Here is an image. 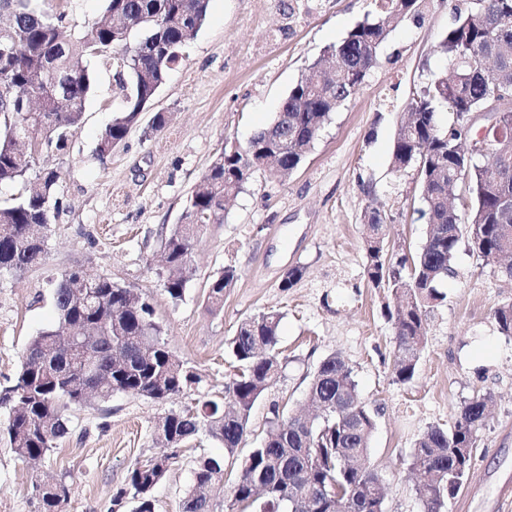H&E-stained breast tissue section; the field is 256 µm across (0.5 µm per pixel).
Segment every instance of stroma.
<instances>
[{
	"mask_svg": "<svg viewBox=\"0 0 512 512\" xmlns=\"http://www.w3.org/2000/svg\"><path fill=\"white\" fill-rule=\"evenodd\" d=\"M466 6L425 0L419 12L391 23L361 90L332 113L299 169L284 180L256 173L229 202L223 223L200 229L193 276L177 302L164 290L162 240L192 190L225 143L246 142L272 120L308 65L380 15L379 0H210L183 61L105 159L96 154L97 138L121 92L111 59L91 60L95 89L69 150L42 157L62 173L63 209L46 260L0 277V388L12 384L28 341L55 319L48 279L74 267L141 293L154 308L161 343L203 382L168 402L118 393L74 408L68 435L35 463L19 460L0 437V512H34L32 485L47 475L70 488L62 512H129L114 496L132 467L162 454L158 420L193 407L198 393L223 396L233 375L227 340L245 316L271 308L282 314L281 369L252 409L243 449L262 443L272 405L287 415L303 408L313 371L336 352L378 412L370 457L386 487L385 512H422L410 472L413 444L428 427H450L479 392L493 400L490 416L469 476L445 512H501L504 493H512V338L498 332L491 310L512 302V282L459 249L457 274L443 284L447 300L428 320L417 376L402 385L391 368V297L371 287L364 271L368 206H383L392 218V244L413 251L425 238L417 172L392 170L393 140L414 92L449 71L437 47ZM157 112L170 115L161 131L151 127ZM227 267L239 278L223 308L209 309L207 284ZM294 267L301 278L281 290ZM199 451L224 453L207 435L190 438L151 491L155 512H182Z\"/></svg>",
	"mask_w": 512,
	"mask_h": 512,
	"instance_id": "stroma-1",
	"label": "stroma"
}]
</instances>
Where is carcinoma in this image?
<instances>
[{
  "instance_id": "1",
  "label": "carcinoma",
  "mask_w": 512,
  "mask_h": 512,
  "mask_svg": "<svg viewBox=\"0 0 512 512\" xmlns=\"http://www.w3.org/2000/svg\"><path fill=\"white\" fill-rule=\"evenodd\" d=\"M0 0V16L10 30L0 32V187L18 191L0 200V275H16L44 263L52 220L63 207L57 192L60 172L40 164L30 143L42 151L66 153L70 129L79 124L94 92L88 66L92 50L115 60L123 104L101 132L96 152L102 159L125 139L140 108L164 84L168 70L182 59L183 47L203 26L209 0H103L99 21L80 32L73 28L68 0ZM421 0H385L384 14L354 27L327 51L334 76L320 62L291 87L279 112L244 146L225 145L193 190L164 242V290L177 302L193 275L194 235L188 226L224 222V197L236 195L258 171L283 176L305 161L319 132L337 106L356 95L389 33L392 19L420 9ZM442 53L453 65L449 77H436L407 104L409 119L399 127L392 166L417 170L426 237L414 252L388 249L389 221L381 207L364 212L365 275L375 288L390 290L394 350L406 352L393 364L394 378L414 380L427 342V319L447 294L442 283L456 274L461 245L483 266L512 280V151L493 155L496 183L488 184V159L473 154L476 129L469 116L486 107L488 92L512 97V0H469L442 39ZM446 106L454 120L442 125L437 110ZM37 184L27 188L28 174ZM463 188L460 206L448 202ZM237 280L228 267L208 286L207 303L224 304V290ZM56 321L32 337L13 385L0 391L11 404L6 431L23 461L38 460L68 432V412L94 395L108 401L116 393L168 401L199 387L201 374L156 340L161 327L152 305L108 275L88 277L66 271L51 282ZM498 330L512 336V303L491 311ZM280 313L269 310L242 319L227 352L236 364L224 397L202 396L197 405L169 412L155 435L178 448L200 432L224 446V458H194L195 481L183 512H210L212 490L224 482L225 462L239 463L232 506L247 512H384L385 487L370 463L376 414L362 400L353 369L339 355L326 356L313 372L308 399L317 414L288 416L264 442L240 455L251 410L279 376ZM489 396L476 394L452 426H430L410 452L414 490L423 512H443L468 477L472 460L460 449L476 448L488 420ZM350 410L342 417L331 407ZM160 465H137L115 501L132 496V512H153V487L166 475ZM70 490L63 482L36 483L37 512H59Z\"/></svg>"
}]
</instances>
